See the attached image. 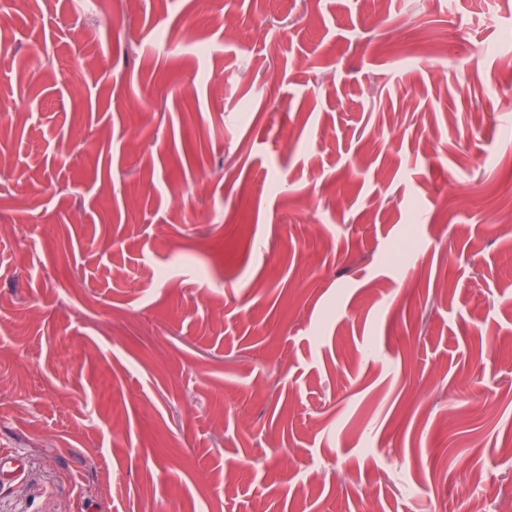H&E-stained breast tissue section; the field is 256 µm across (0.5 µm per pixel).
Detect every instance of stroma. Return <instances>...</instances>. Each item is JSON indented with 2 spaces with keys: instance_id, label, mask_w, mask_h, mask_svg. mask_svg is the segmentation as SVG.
Masks as SVG:
<instances>
[{
  "instance_id": "obj_1",
  "label": "stroma",
  "mask_w": 512,
  "mask_h": 512,
  "mask_svg": "<svg viewBox=\"0 0 512 512\" xmlns=\"http://www.w3.org/2000/svg\"><path fill=\"white\" fill-rule=\"evenodd\" d=\"M7 7L0 512H512V0Z\"/></svg>"
}]
</instances>
